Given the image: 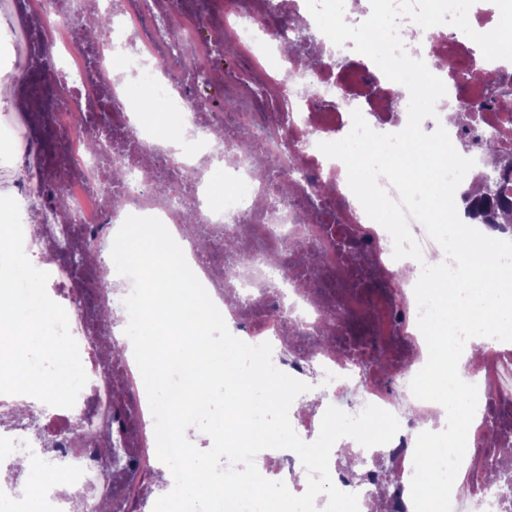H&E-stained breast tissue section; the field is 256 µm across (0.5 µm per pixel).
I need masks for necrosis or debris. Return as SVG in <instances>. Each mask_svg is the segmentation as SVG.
I'll use <instances>...</instances> for the list:
<instances>
[{
	"mask_svg": "<svg viewBox=\"0 0 512 512\" xmlns=\"http://www.w3.org/2000/svg\"><path fill=\"white\" fill-rule=\"evenodd\" d=\"M111 14L108 37L74 44L68 15ZM0 138L21 141L0 154V193L19 204L24 248L49 272V296L66 310L89 381L72 408L28 420V403L0 395V450L16 458L43 449L48 479L44 512H142L173 477L157 457L154 419L129 340L123 301L130 279L117 275L110 251L128 215L159 218L188 245L195 274L230 331L271 343L274 365L320 384L299 395L289 416L313 441L328 406L355 415L374 404L400 429L384 446L342 439L332 452L335 485L357 494L361 512L392 467L400 489L413 474L416 437L442 431L446 411L410 390L428 350L418 328L414 290L394 259L388 232L365 213L340 160L319 143L344 138L353 110L380 133L407 123L409 93L351 46L327 53L310 76L282 55L278 20L317 33L306 0H0ZM220 19L233 34L238 69L224 72L223 112L198 95L212 74L200 59V23ZM413 33L409 54L426 61L446 95L424 131L444 124L454 146L477 131L512 157V61H487L470 38L427 44ZM149 90L164 112L168 139L136 125L131 103ZM259 141L272 165L253 168L247 146ZM121 206H114V198ZM193 210V223L184 213ZM237 240L228 250L225 240ZM465 381L479 402L466 456L452 491L453 512H512V344L486 340L467 362ZM259 472L296 495L303 465L289 450H265Z\"/></svg>",
	"mask_w": 512,
	"mask_h": 512,
	"instance_id": "obj_1",
	"label": "necrosis or debris"
}]
</instances>
